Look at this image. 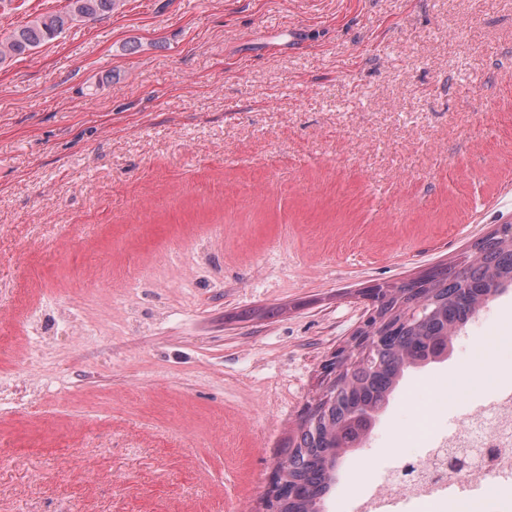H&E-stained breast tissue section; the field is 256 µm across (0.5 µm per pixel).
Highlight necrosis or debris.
<instances>
[{"label": "necrosis or debris", "mask_w": 512, "mask_h": 512, "mask_svg": "<svg viewBox=\"0 0 512 512\" xmlns=\"http://www.w3.org/2000/svg\"><path fill=\"white\" fill-rule=\"evenodd\" d=\"M494 411V418L482 424L476 414H468L453 436L428 440L424 457L402 458L390 478L395 495L373 492L359 500L356 512H404L408 502L445 503L457 512L464 491H498L512 479V385L498 386ZM463 448L474 449L477 466L450 468V458ZM452 484L458 487V495H449Z\"/></svg>", "instance_id": "obj_1"}]
</instances>
